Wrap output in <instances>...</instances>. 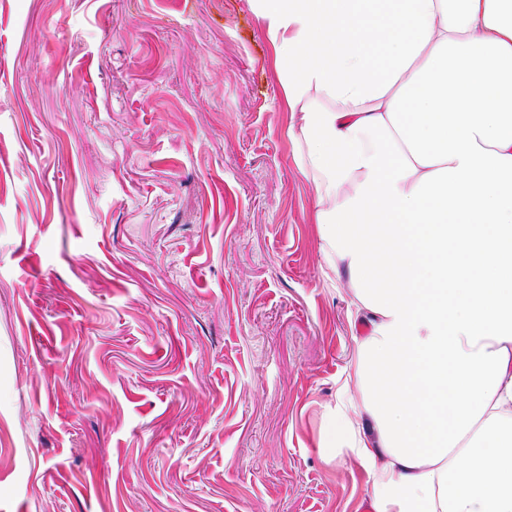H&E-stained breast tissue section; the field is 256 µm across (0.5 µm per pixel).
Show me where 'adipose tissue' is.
I'll return each instance as SVG.
<instances>
[{
    "label": "adipose tissue",
    "instance_id": "1",
    "mask_svg": "<svg viewBox=\"0 0 512 512\" xmlns=\"http://www.w3.org/2000/svg\"><path fill=\"white\" fill-rule=\"evenodd\" d=\"M371 329L374 512H512V0H249Z\"/></svg>",
    "mask_w": 512,
    "mask_h": 512
}]
</instances>
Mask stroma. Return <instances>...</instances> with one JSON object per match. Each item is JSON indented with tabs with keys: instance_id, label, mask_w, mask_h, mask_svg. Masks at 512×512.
<instances>
[{
	"instance_id": "35a3bbf8",
	"label": "stroma",
	"mask_w": 512,
	"mask_h": 512,
	"mask_svg": "<svg viewBox=\"0 0 512 512\" xmlns=\"http://www.w3.org/2000/svg\"><path fill=\"white\" fill-rule=\"evenodd\" d=\"M291 122L247 0H0V512H364Z\"/></svg>"
}]
</instances>
